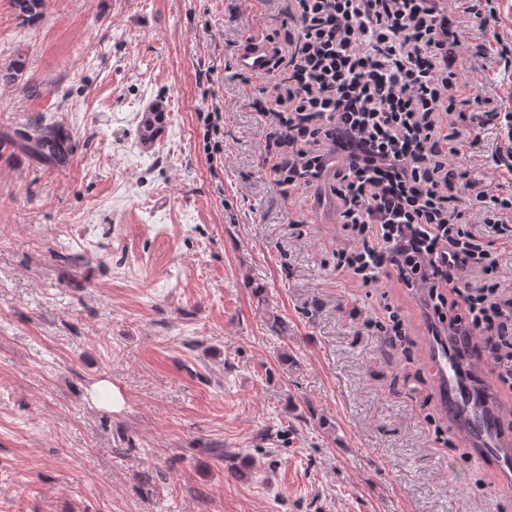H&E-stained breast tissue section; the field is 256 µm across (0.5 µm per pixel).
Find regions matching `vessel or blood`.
<instances>
[{
    "instance_id": "vessel-or-blood-1",
    "label": "vessel or blood",
    "mask_w": 512,
    "mask_h": 512,
    "mask_svg": "<svg viewBox=\"0 0 512 512\" xmlns=\"http://www.w3.org/2000/svg\"><path fill=\"white\" fill-rule=\"evenodd\" d=\"M268 50L258 44L242 50L237 58L238 69L263 73L268 69ZM438 394L441 405L450 413H461L466 425L460 437L480 461H495L503 474L501 493L512 495V450L502 445V434L495 414L475 403L468 396V385L461 376L456 359L443 346L435 348Z\"/></svg>"
}]
</instances>
